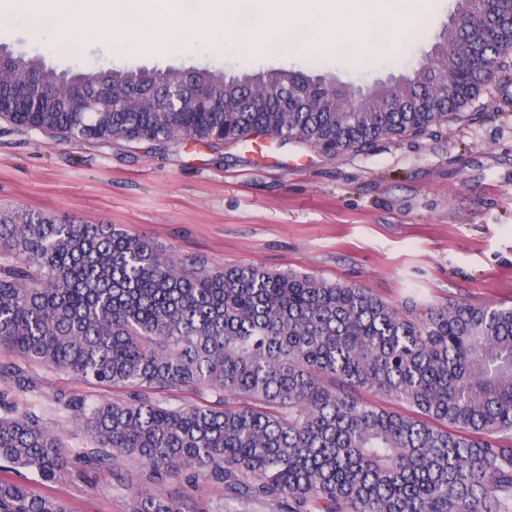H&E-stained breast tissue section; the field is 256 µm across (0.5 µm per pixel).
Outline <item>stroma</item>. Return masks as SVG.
<instances>
[{"mask_svg": "<svg viewBox=\"0 0 512 512\" xmlns=\"http://www.w3.org/2000/svg\"><path fill=\"white\" fill-rule=\"evenodd\" d=\"M457 0H423L391 59L353 65L347 53L233 44L221 53L119 54L97 37L44 55L32 30L0 23V48L43 55L72 74L109 67H208L243 77L271 70L323 76L362 91L412 76L456 19ZM470 118L329 155L295 141L250 136L208 146L74 142L0 122V210L41 212L78 224H112L177 258L211 268L255 265L355 285L397 306L443 301L512 305V85L493 81L466 106ZM38 387L17 394L54 425L73 460L44 481L32 469L0 478L63 502L67 512H128L126 467L80 461L86 438L55 400L102 402L131 391L33 366ZM157 492L224 512V488L172 479Z\"/></svg>", "mask_w": 512, "mask_h": 512, "instance_id": "1", "label": "stroma"}]
</instances>
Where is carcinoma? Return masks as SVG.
<instances>
[{"label": "carcinoma", "instance_id": "carcinoma-1", "mask_svg": "<svg viewBox=\"0 0 512 512\" xmlns=\"http://www.w3.org/2000/svg\"><path fill=\"white\" fill-rule=\"evenodd\" d=\"M435 64L369 93L300 72L228 79L187 71L217 112H75L73 79L38 57L6 56L40 91L15 98L0 82V119L75 142L240 140L267 135L326 153L464 118L485 69L506 71L512 0H457ZM137 70L88 83L121 89ZM448 77V96L435 91ZM288 91L255 110L250 85ZM86 380L133 387L131 401L56 400L89 439L80 459L133 464L129 512H194L146 483L176 477L224 486L227 502L273 512H512V307L439 303L402 310L363 288L259 266L211 269L167 255L111 224H68L0 212V351ZM11 389L35 387L29 367L0 364ZM182 387L215 405L172 407L149 393ZM371 392L385 403L361 396ZM53 482L71 463L43 417L0 400V462ZM0 512H66L0 479Z\"/></svg>", "mask_w": 512, "mask_h": 512}]
</instances>
